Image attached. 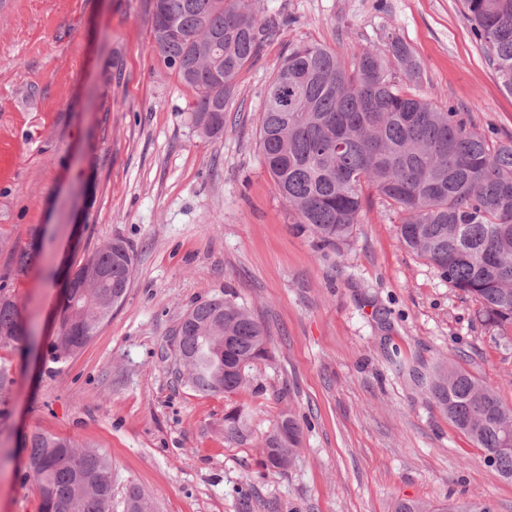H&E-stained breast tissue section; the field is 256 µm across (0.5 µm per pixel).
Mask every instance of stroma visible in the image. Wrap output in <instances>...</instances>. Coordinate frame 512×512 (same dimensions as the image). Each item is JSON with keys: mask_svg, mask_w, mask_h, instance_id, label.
Listing matches in <instances>:
<instances>
[{"mask_svg": "<svg viewBox=\"0 0 512 512\" xmlns=\"http://www.w3.org/2000/svg\"><path fill=\"white\" fill-rule=\"evenodd\" d=\"M251 3L280 25L238 75L223 135L206 138L189 120L195 91L151 47L153 0H0V290L37 340L0 347V450L13 455L0 512H40L34 433L104 452L114 512L132 484L152 512H394L450 498L512 512V481L388 357L418 370L452 360L512 407V341L401 245L377 195L348 245L318 251L257 136L265 90L299 44L349 67L397 37L421 67L408 92L500 139L512 137V94L460 0ZM117 238L134 256L123 303L77 356L52 362L70 265ZM228 290L268 338L256 395L198 393L176 356L183 316ZM234 407L249 415L244 445L224 440ZM287 407L301 451L287 471L264 469L260 439Z\"/></svg>", "mask_w": 512, "mask_h": 512, "instance_id": "1", "label": "stroma"}]
</instances>
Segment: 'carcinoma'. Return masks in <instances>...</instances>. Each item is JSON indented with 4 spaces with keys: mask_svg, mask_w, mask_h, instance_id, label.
I'll return each mask as SVG.
<instances>
[{
    "mask_svg": "<svg viewBox=\"0 0 512 512\" xmlns=\"http://www.w3.org/2000/svg\"><path fill=\"white\" fill-rule=\"evenodd\" d=\"M484 54L512 94V0H461ZM280 25L260 17L251 0H159L152 12L153 48L167 68L193 88L190 112L202 136L224 133L235 79L257 57L267 31ZM414 77L419 65L397 38L355 54L352 72L340 56L318 45L292 48L269 83L286 87L280 107L264 98L259 148L277 194L288 204L299 233L320 250L346 244L373 190L396 213L400 243L427 260L452 287L478 305L481 321L508 338L512 331V139L493 141L462 113L442 110L402 92L386 56ZM111 271L102 288H82L64 303L60 329L49 346L55 363L80 352L112 314L107 298L126 295L134 258L117 240L80 265ZM28 336L14 300L0 304V346ZM177 357L186 382L202 394L261 391L250 376L268 359L267 336L231 294L193 306L183 317ZM435 406L483 452L484 462L512 480V408L495 387L444 361L412 370ZM301 425L293 409L279 414L262 438L265 468L283 470L301 451ZM252 438L245 413L224 415V440ZM29 469L41 512H112V465L96 450L36 433ZM124 512H150L145 494L127 488ZM394 512H491L470 500L434 508L399 501Z\"/></svg>",
    "mask_w": 512,
    "mask_h": 512,
    "instance_id": "obj_1",
    "label": "carcinoma"
}]
</instances>
